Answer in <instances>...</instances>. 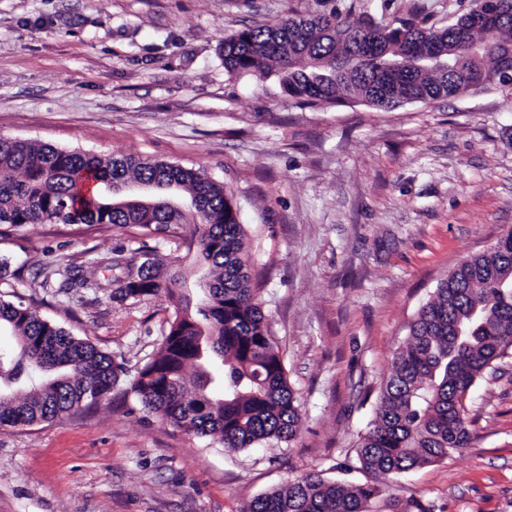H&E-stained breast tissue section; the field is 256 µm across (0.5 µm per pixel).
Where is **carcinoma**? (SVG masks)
Instances as JSON below:
<instances>
[{
	"label": "carcinoma",
	"instance_id": "1",
	"mask_svg": "<svg viewBox=\"0 0 512 512\" xmlns=\"http://www.w3.org/2000/svg\"><path fill=\"white\" fill-rule=\"evenodd\" d=\"M479 42L480 62L466 54ZM459 47L446 70H407L386 77L352 57L420 56ZM229 76H281L304 103L349 98L385 111L402 100L430 103L457 92L479 93L482 74L512 56V0H472L453 24L426 18L388 31L336 13L246 26L224 38ZM112 224L143 234L191 226L187 252L195 278L176 266L160 273L143 261L121 278L122 299L165 292L174 304L159 352L139 371L130 393L149 415L186 433L212 436L232 450L289 443L301 432V404L259 302L260 277L247 272L245 232L224 184L179 164L102 157L0 137V226ZM16 337L0 350V425L32 426L112 394L123 367L87 339L21 303L0 300V328ZM512 350V232L466 259L440 282L409 326L380 386L375 418L357 449L367 480L344 485L314 473L254 498L243 512H422L382 483L466 447L465 401L476 381L498 370Z\"/></svg>",
	"mask_w": 512,
	"mask_h": 512
}]
</instances>
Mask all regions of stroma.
Segmentation results:
<instances>
[{
  "label": "stroma",
  "instance_id": "1",
  "mask_svg": "<svg viewBox=\"0 0 512 512\" xmlns=\"http://www.w3.org/2000/svg\"><path fill=\"white\" fill-rule=\"evenodd\" d=\"M469 0H0V136L205 171L231 195L271 335L301 401L291 443L231 451L123 398L159 350L166 294L114 298L101 258L182 238L111 225L0 234L23 299L125 369L87 411L0 427V512H243L289 478L356 482V450L408 326L465 259L512 231V86L392 111L301 105L278 74L229 76L225 35L289 14L448 24ZM102 289L56 293L52 262ZM473 439L394 485L426 512H512V356L467 403Z\"/></svg>",
  "mask_w": 512,
  "mask_h": 512
}]
</instances>
